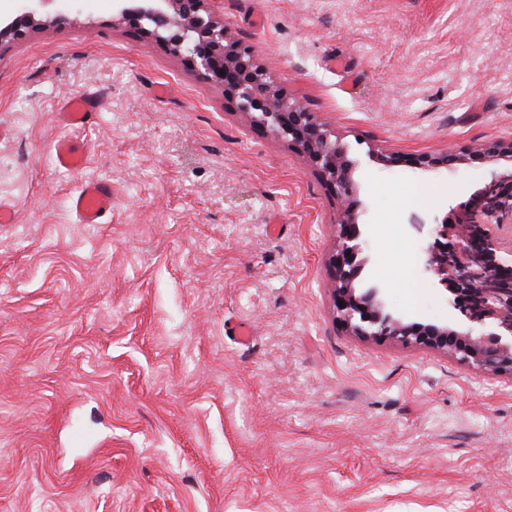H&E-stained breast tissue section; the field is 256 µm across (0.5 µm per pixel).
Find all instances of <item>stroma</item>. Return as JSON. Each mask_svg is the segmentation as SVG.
<instances>
[{
  "label": "stroma",
  "mask_w": 512,
  "mask_h": 512,
  "mask_svg": "<svg viewBox=\"0 0 512 512\" xmlns=\"http://www.w3.org/2000/svg\"><path fill=\"white\" fill-rule=\"evenodd\" d=\"M209 7L354 162L363 284L453 319L415 265L422 227L493 168L411 160L512 142V0ZM48 13L0 43V512H512V374L352 335L337 200L307 158L112 0ZM73 94L101 100L78 173L53 161ZM92 178L105 224L68 207Z\"/></svg>",
  "instance_id": "35a3bbf8"
}]
</instances>
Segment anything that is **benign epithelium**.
<instances>
[{
  "label": "benign epithelium",
  "instance_id": "obj_1",
  "mask_svg": "<svg viewBox=\"0 0 512 512\" xmlns=\"http://www.w3.org/2000/svg\"><path fill=\"white\" fill-rule=\"evenodd\" d=\"M49 0H23L14 18L0 16V42L18 40L43 24ZM210 0H113L117 19L141 35L164 42L185 58L195 74L235 97L237 109L252 125L297 146L321 179L336 193V251L331 257V298L337 318L356 336L389 338L452 352L461 362L490 373H512V256L488 224H477L471 211L489 217L512 213V171L492 172L483 191L460 206L454 220L432 224L421 257L422 270L449 293L448 306L458 319L422 323L394 316L376 288L360 291L355 281L365 264L366 240L355 214L350 165L327 126L297 101H290L268 80L252 55L208 10ZM512 158V142H492L465 150L448 149L421 156L413 164L438 173L472 160L492 163ZM345 306H339V303Z\"/></svg>",
  "mask_w": 512,
  "mask_h": 512
}]
</instances>
